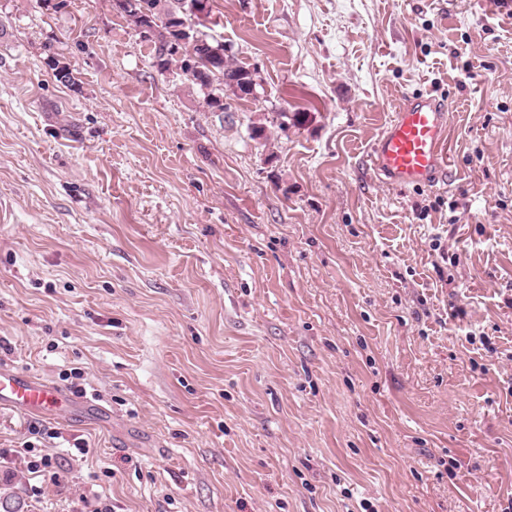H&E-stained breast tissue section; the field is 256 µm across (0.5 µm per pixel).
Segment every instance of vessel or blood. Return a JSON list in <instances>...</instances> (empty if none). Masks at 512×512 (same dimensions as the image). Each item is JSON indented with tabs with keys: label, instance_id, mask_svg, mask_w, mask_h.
Masks as SVG:
<instances>
[{
	"label": "vessel or blood",
	"instance_id": "obj_1",
	"mask_svg": "<svg viewBox=\"0 0 512 512\" xmlns=\"http://www.w3.org/2000/svg\"><path fill=\"white\" fill-rule=\"evenodd\" d=\"M448 120L439 100L410 98L372 147L378 176L397 187L431 184L439 174L449 173ZM0 408L69 419L86 411L88 405L42 379L0 366Z\"/></svg>",
	"mask_w": 512,
	"mask_h": 512
}]
</instances>
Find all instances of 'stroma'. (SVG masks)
<instances>
[{"mask_svg":"<svg viewBox=\"0 0 512 512\" xmlns=\"http://www.w3.org/2000/svg\"><path fill=\"white\" fill-rule=\"evenodd\" d=\"M188 21L253 95L217 75L209 109L112 0H0V364L80 368L92 403L0 412V495L504 512L512 6L208 0ZM420 93L448 108L453 178L383 184L372 143Z\"/></svg>","mask_w":512,"mask_h":512,"instance_id":"obj_1","label":"stroma"}]
</instances>
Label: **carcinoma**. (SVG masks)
Here are the masks:
<instances>
[{
    "mask_svg": "<svg viewBox=\"0 0 512 512\" xmlns=\"http://www.w3.org/2000/svg\"><path fill=\"white\" fill-rule=\"evenodd\" d=\"M115 7L142 33H152L162 67L174 63L182 73H187L188 57L178 56L174 48L187 38L194 42V65L198 69V74L190 78L193 84L207 88L212 76L219 73L224 85L237 96L253 93L255 83L251 72L229 63L224 58V45L211 42L206 34L187 24L185 0H115Z\"/></svg>",
    "mask_w": 512,
    "mask_h": 512,
    "instance_id": "1",
    "label": "carcinoma"
}]
</instances>
